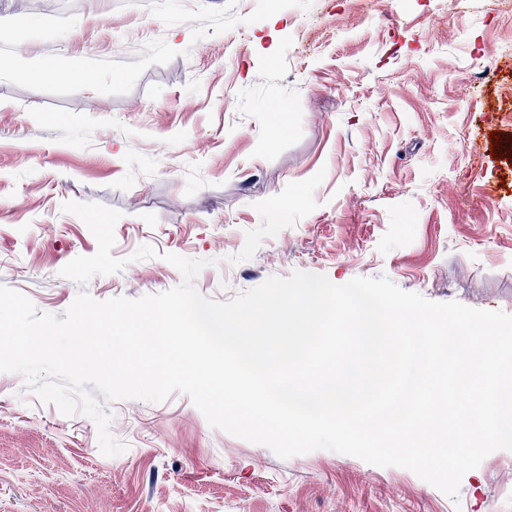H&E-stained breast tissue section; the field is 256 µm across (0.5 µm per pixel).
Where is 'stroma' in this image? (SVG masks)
<instances>
[{
  "label": "stroma",
  "mask_w": 512,
  "mask_h": 512,
  "mask_svg": "<svg viewBox=\"0 0 512 512\" xmlns=\"http://www.w3.org/2000/svg\"><path fill=\"white\" fill-rule=\"evenodd\" d=\"M52 2L0 0L17 21L0 30V285L63 314L80 288L60 269L97 249L61 210L76 200L122 213L127 264L90 280L98 300L177 286L170 252L208 260L195 286L219 301L302 270L512 314V13L495 0ZM44 61L93 83L43 79ZM143 245L159 258L131 261ZM106 409L116 457L90 418L0 373V512H512V451L454 500L405 468L279 458L181 393Z\"/></svg>",
  "instance_id": "stroma-1"
}]
</instances>
